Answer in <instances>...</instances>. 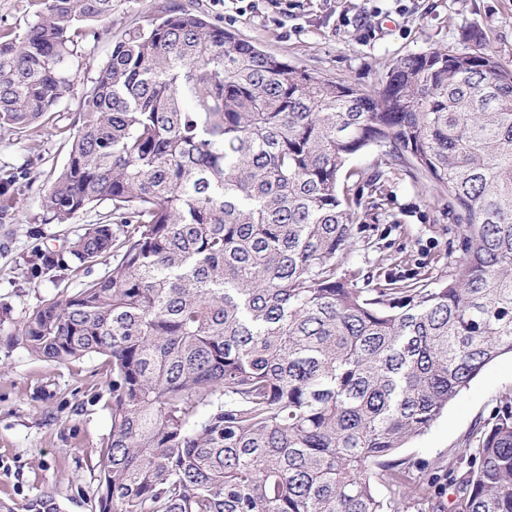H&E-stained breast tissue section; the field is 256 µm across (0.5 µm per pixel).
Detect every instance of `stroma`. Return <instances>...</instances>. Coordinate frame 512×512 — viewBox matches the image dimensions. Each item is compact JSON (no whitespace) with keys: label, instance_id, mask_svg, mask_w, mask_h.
Masks as SVG:
<instances>
[{"label":"stroma","instance_id":"obj_1","mask_svg":"<svg viewBox=\"0 0 512 512\" xmlns=\"http://www.w3.org/2000/svg\"><path fill=\"white\" fill-rule=\"evenodd\" d=\"M203 14L245 40L323 77L363 88L377 86L400 58L433 48L463 47L481 35L496 58L512 67V0H120L85 45L75 90L47 127L0 131V176L13 173L20 202L0 221V501L23 506L52 495L61 512H97L100 461L111 431L108 384L112 369L89 354L64 364L32 355L20 328L45 301L109 275L107 258L88 271L52 269L32 276L42 251L62 248L85 225L105 221L102 203L68 224L42 223L40 190L68 160L64 131L82 93L110 58L116 41L160 5ZM366 184L354 188L361 216L354 247L342 260L375 281L447 277L456 246L448 225V193L411 168L386 181L381 208L371 206L369 178L383 171L379 149L352 157ZM512 395V356L486 366L431 427L402 449L406 512H453L455 482L469 468L466 446L491 426L502 397Z\"/></svg>","mask_w":512,"mask_h":512}]
</instances>
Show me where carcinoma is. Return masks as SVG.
Returning <instances> with one entry per match:
<instances>
[{
	"mask_svg": "<svg viewBox=\"0 0 512 512\" xmlns=\"http://www.w3.org/2000/svg\"><path fill=\"white\" fill-rule=\"evenodd\" d=\"M39 6L0 29V129L53 119L116 2ZM72 128L42 221L112 211L31 275L116 264L19 339L112 363L98 512H401L399 450L512 354V69L448 46L368 90L164 5L114 44ZM372 147L447 189L448 278L368 288L340 269L358 219L340 175ZM15 182L0 178L1 217ZM470 456L454 512H512V396Z\"/></svg>",
	"mask_w": 512,
	"mask_h": 512,
	"instance_id": "cac0c4a2",
	"label": "carcinoma"
}]
</instances>
